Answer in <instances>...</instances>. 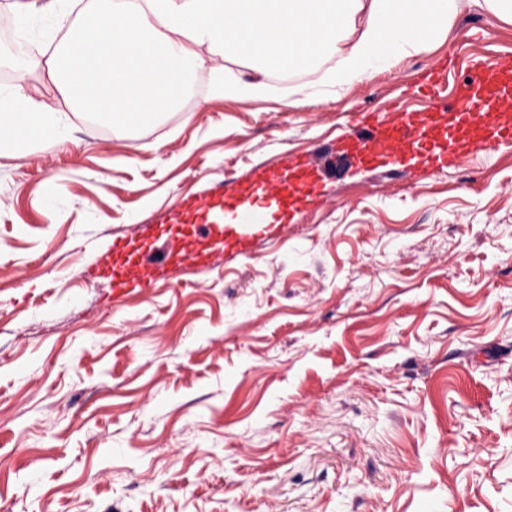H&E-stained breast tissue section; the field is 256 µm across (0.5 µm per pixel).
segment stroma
<instances>
[{"label":"stroma","instance_id":"stroma-1","mask_svg":"<svg viewBox=\"0 0 512 512\" xmlns=\"http://www.w3.org/2000/svg\"><path fill=\"white\" fill-rule=\"evenodd\" d=\"M47 52L74 15L25 0ZM512 54L465 7L427 49L350 86L323 67L255 100L210 70L152 124L71 108L64 147L0 152V498L14 512H512V145L430 175L371 176L329 148L352 113L450 59ZM290 152L323 196L228 269L143 296L89 279L99 251L183 196Z\"/></svg>","mask_w":512,"mask_h":512}]
</instances>
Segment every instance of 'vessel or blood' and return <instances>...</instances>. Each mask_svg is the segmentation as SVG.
<instances>
[{"instance_id":"vessel-or-blood-1","label":"vessel or blood","mask_w":512,"mask_h":512,"mask_svg":"<svg viewBox=\"0 0 512 512\" xmlns=\"http://www.w3.org/2000/svg\"><path fill=\"white\" fill-rule=\"evenodd\" d=\"M511 143L512 61L505 59L475 64L448 111L364 114L335 150L354 167L387 175L405 167L433 173ZM322 193L320 170L306 157L286 156L183 199L165 216L174 237L156 242L154 225H139L135 240L113 244L111 258L95 260L92 271H111L116 294H143L184 266L205 271L235 263L279 236L284 221Z\"/></svg>"}]
</instances>
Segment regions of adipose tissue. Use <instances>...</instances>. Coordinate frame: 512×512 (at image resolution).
I'll use <instances>...</instances> for the list:
<instances>
[{
	"label": "adipose tissue",
	"mask_w": 512,
	"mask_h": 512,
	"mask_svg": "<svg viewBox=\"0 0 512 512\" xmlns=\"http://www.w3.org/2000/svg\"><path fill=\"white\" fill-rule=\"evenodd\" d=\"M461 10L462 0H100L43 65L68 104L133 126L169 111L206 66L221 98L263 97L271 72L327 60L329 81L354 84L426 48ZM29 69L16 64L0 88L1 150L68 142L67 121L25 94Z\"/></svg>",
	"instance_id": "ef3b65f1"
}]
</instances>
